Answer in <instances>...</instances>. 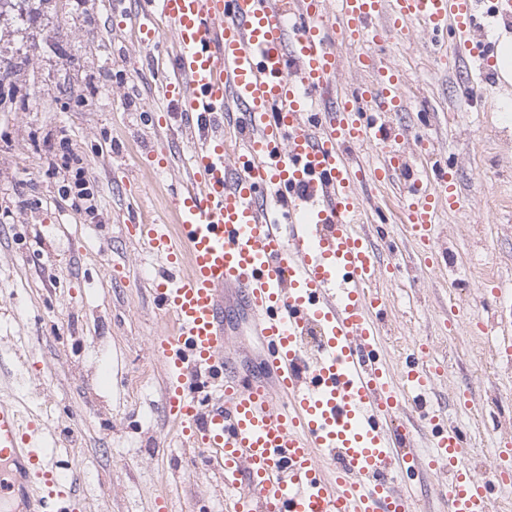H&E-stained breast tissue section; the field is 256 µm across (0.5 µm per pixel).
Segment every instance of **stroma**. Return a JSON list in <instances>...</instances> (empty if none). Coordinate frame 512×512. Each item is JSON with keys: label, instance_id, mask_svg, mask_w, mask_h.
I'll return each instance as SVG.
<instances>
[{"label": "stroma", "instance_id": "stroma-1", "mask_svg": "<svg viewBox=\"0 0 512 512\" xmlns=\"http://www.w3.org/2000/svg\"><path fill=\"white\" fill-rule=\"evenodd\" d=\"M108 0H10L0 9V395L40 415L37 441L73 480L85 512H224L216 460L177 447L164 405L165 370L150 344L164 325L148 277L154 257L126 223L129 211L170 214L186 146L169 142L166 169L141 164L156 105L155 66L129 28L114 25ZM384 63L411 86L395 124L423 126L439 161L460 167L469 206L445 215L446 268H427L392 189L364 188L374 209L365 230L383 272L384 357L399 364L410 343H428L446 367L433 403L470 430L467 464L485 469L490 442L512 428V365L498 355L512 337V307L493 289L512 284V79L478 105L460 90L465 64L441 61L419 40L391 45ZM75 156L61 160L63 142ZM84 168L97 206L63 195L68 168ZM500 198L488 210V198ZM487 317L481 331L452 320L457 306ZM228 370L264 377L262 341L241 300L224 305ZM470 391L474 410L454 396ZM440 477L409 475L414 512H446Z\"/></svg>", "mask_w": 512, "mask_h": 512}]
</instances>
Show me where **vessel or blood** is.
Returning a JSON list of instances; mask_svg holds the SVG:
<instances>
[{"label": "vessel or blood", "instance_id": "b4317fda", "mask_svg": "<svg viewBox=\"0 0 512 512\" xmlns=\"http://www.w3.org/2000/svg\"><path fill=\"white\" fill-rule=\"evenodd\" d=\"M482 3L512 18V0H138L140 47L154 53L166 25L175 51L146 157L165 167V133L179 127L187 177L172 217L134 215L130 230L158 260L150 291L168 326L152 350L166 411L190 447L219 453L225 512H412L397 477L414 467L445 474L448 512H490L493 485L512 482L511 435L474 472L460 426L430 407L443 366L428 345L396 371L380 359L378 265L358 193L367 180L399 186V221L426 245L444 213L466 206L433 142L394 130L406 84L375 51L448 30L455 60L492 73V44L470 36ZM342 43L366 74L353 89L335 87ZM366 145L380 154L368 169L356 155ZM231 293L268 347L266 379L224 375ZM407 411L425 416L428 453L400 422ZM35 431L1 396L0 462L16 479L0 492L32 512H73Z\"/></svg>", "mask_w": 512, "mask_h": 512}]
</instances>
